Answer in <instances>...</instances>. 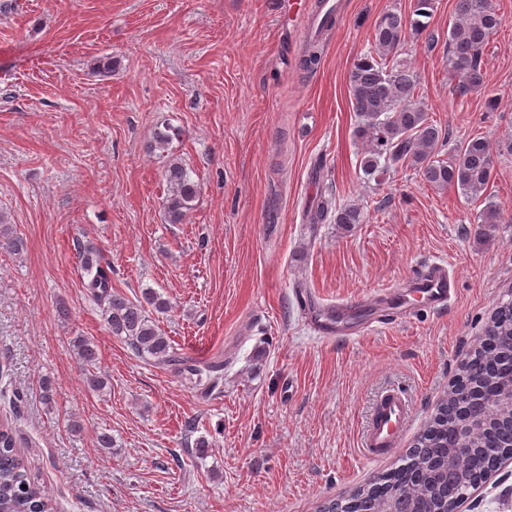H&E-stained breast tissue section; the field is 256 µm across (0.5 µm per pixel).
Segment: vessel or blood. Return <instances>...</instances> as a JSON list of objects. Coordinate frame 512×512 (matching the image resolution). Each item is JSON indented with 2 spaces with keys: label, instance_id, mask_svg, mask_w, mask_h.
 <instances>
[{
  "label": "vessel or blood",
  "instance_id": "vessel-or-blood-1",
  "mask_svg": "<svg viewBox=\"0 0 512 512\" xmlns=\"http://www.w3.org/2000/svg\"><path fill=\"white\" fill-rule=\"evenodd\" d=\"M455 292V280L442 265L431 263L415 274L406 289L388 288L374 294L372 304L386 306L395 313L411 310L413 303L430 309L444 307ZM357 304L339 302L322 306L313 320V330L323 337H335L343 331ZM412 415L409 399L398 393H383L361 437L362 455L366 460L384 458L390 449L399 447Z\"/></svg>",
  "mask_w": 512,
  "mask_h": 512
}]
</instances>
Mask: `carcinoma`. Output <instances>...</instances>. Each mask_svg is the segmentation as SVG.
Wrapping results in <instances>:
<instances>
[{
    "mask_svg": "<svg viewBox=\"0 0 512 512\" xmlns=\"http://www.w3.org/2000/svg\"><path fill=\"white\" fill-rule=\"evenodd\" d=\"M435 0H412L411 14L385 12L374 27L367 50L357 59L349 76L348 92L359 123L357 135L368 143L360 158V168L368 177L385 173L395 165H411L431 186L453 185L467 197L478 198L486 191L494 169L490 145L480 137L460 144L454 158H435L442 130L429 121L419 97V76L403 59L399 51L407 30L424 35L435 42L430 30ZM456 20L448 30V70L458 77L457 93L463 97L484 84V48L488 37L498 29L503 18L493 0H456ZM178 130L165 125L155 134L150 151H166ZM167 196L164 201L168 221L179 224L192 209L199 195V183L192 180L183 164L172 158L164 170ZM338 224H360L363 216L355 204L336 208ZM14 253L23 249L20 238L13 237L0 214V247ZM77 269L90 298L103 309L109 332L125 341L137 356L177 372L189 369L197 376L198 385L211 389L224 374V361L214 360L203 366L189 365L178 356L147 308L162 313L168 302L159 293L148 290L143 300L134 302L112 288V267L101 257L92 242L77 243ZM488 336L500 340L491 345H479L471 358L469 379H483L506 384L512 372L504 362L512 351V302L498 307L485 330ZM73 347L83 370L85 383L92 391L104 386L94 371L98 354L92 341L78 337ZM475 409L493 419L496 426L472 435L474 448L512 449V428L507 416L493 403H479ZM456 403L441 402L427 422L414 448L415 469L421 472L411 478L412 469L402 466L379 476L338 507L332 501L323 512H382L386 499L395 495L428 505L436 499L451 504L459 496V485L450 480L435 486L431 473L442 459L448 445L454 442ZM20 439L15 426L0 424V512H51V505L42 486L28 473L19 449Z\"/></svg>",
    "mask_w": 512,
    "mask_h": 512,
    "instance_id": "cac0c4a2",
    "label": "carcinoma"
}]
</instances>
